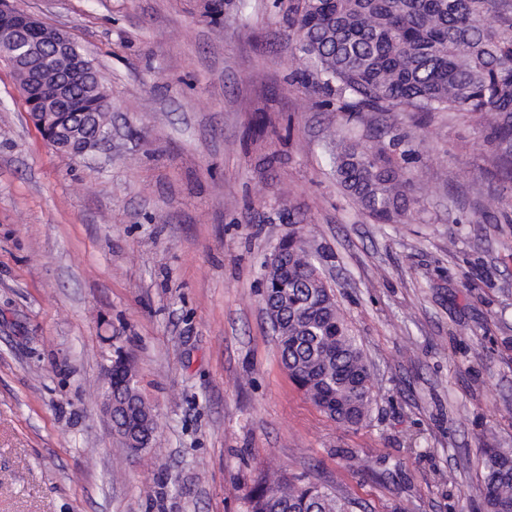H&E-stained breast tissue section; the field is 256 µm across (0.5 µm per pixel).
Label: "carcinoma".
I'll return each mask as SVG.
<instances>
[{
  "instance_id": "1",
  "label": "carcinoma",
  "mask_w": 512,
  "mask_h": 512,
  "mask_svg": "<svg viewBox=\"0 0 512 512\" xmlns=\"http://www.w3.org/2000/svg\"><path fill=\"white\" fill-rule=\"evenodd\" d=\"M288 48L325 105L361 112H459L484 131L502 176L512 181V0H292ZM336 180L374 221L395 223L410 208L400 163L355 142L332 154ZM263 299L280 360L293 382L329 418L367 419L370 364L319 273L304 231L284 261L265 265ZM116 384L136 378L128 358ZM140 436L156 441L152 408L136 401ZM511 449H485L486 512H512ZM354 503L300 476L263 475L248 512H352Z\"/></svg>"
}]
</instances>
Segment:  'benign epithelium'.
<instances>
[{
	"label": "benign epithelium",
	"instance_id": "1",
	"mask_svg": "<svg viewBox=\"0 0 512 512\" xmlns=\"http://www.w3.org/2000/svg\"><path fill=\"white\" fill-rule=\"evenodd\" d=\"M7 52L12 68L24 76L19 90L29 118L50 146L80 157L104 143L107 130L97 128L82 140L72 135V118L91 115L72 93L73 83L81 78L89 82L97 75L83 56L75 54L68 33L47 26L13 0H0V56Z\"/></svg>",
	"mask_w": 512,
	"mask_h": 512
}]
</instances>
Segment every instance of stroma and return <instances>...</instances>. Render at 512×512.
<instances>
[{
  "label": "stroma",
  "instance_id": "stroma-1",
  "mask_svg": "<svg viewBox=\"0 0 512 512\" xmlns=\"http://www.w3.org/2000/svg\"><path fill=\"white\" fill-rule=\"evenodd\" d=\"M18 0L98 69L112 137L57 152L0 61V512H246L265 472L355 512H485L484 451L512 448V198L482 132L435 112L326 108L292 82L287 0ZM389 127L414 204L378 224L329 165ZM306 219L371 365L349 428L280 363L259 283ZM136 365L158 445L103 407ZM124 358L120 356V358L117 360V363L114 365V362H113V364L111 365V367L109 369V382H108V388H107V393H106V400H105V404H104V410L111 422V429L113 426L114 432L117 435H119V437L123 440L125 447L129 450V452L131 454H133L136 450H133L132 448H130L128 446V444L126 442V438H124L122 435H120L117 432V430L114 426V422H113L115 406H114V399H113V394H112V383H113L112 373H113V376L117 379V381H116L117 389L120 388L121 383H125V387L123 389H126L130 385L131 381L134 378H136L134 364L132 363V361L129 358H125V359Z\"/></svg>",
  "mask_w": 512,
  "mask_h": 512
}]
</instances>
